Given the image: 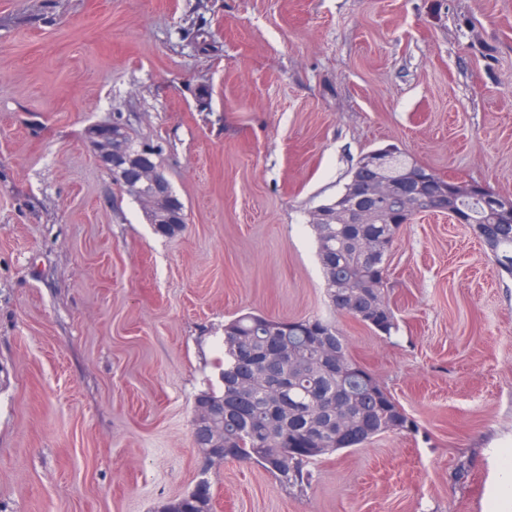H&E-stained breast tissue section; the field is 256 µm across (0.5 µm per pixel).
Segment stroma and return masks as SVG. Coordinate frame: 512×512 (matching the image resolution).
Here are the masks:
<instances>
[{"label": "stroma", "instance_id": "obj_1", "mask_svg": "<svg viewBox=\"0 0 512 512\" xmlns=\"http://www.w3.org/2000/svg\"><path fill=\"white\" fill-rule=\"evenodd\" d=\"M112 119L160 146L182 234L89 147ZM385 147L512 198V0H0V512L190 491L194 401L246 312L334 322L419 430L303 493L224 462L215 512H512V277L426 213L389 257L396 332L325 294L309 214Z\"/></svg>", "mask_w": 512, "mask_h": 512}]
</instances>
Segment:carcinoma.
Here are the masks:
<instances>
[{"mask_svg":"<svg viewBox=\"0 0 512 512\" xmlns=\"http://www.w3.org/2000/svg\"><path fill=\"white\" fill-rule=\"evenodd\" d=\"M146 148L150 159L159 155V147L138 142L128 132L116 143V149L128 157ZM414 169L422 166L402 155L389 165L387 178L404 184ZM111 174L121 194L139 204L156 233L175 237L185 230V206L176 195H171L165 207L156 208L148 205L149 185L130 183L114 170ZM417 193L422 199L418 206L397 199L392 202L396 212L392 226L379 223L377 216L370 224H357L355 209L338 201L319 206L325 222L311 224L331 306H336L337 295L351 292L357 300L354 318L386 336L398 328L385 290L390 253L368 258L355 252L351 241L368 235L379 244L393 243L401 226L426 207L424 199L432 190L423 185ZM446 209L465 219L501 272L512 277V198L493 191L487 198L450 192ZM325 333L347 349L336 326L319 318L287 320L246 313L224 324L222 388L195 398L194 409L210 406L213 410L203 427L192 432L195 448H227L224 460L256 463L282 485L302 492L310 485L309 465L337 450L362 448L385 433V423L399 403L383 386L378 384L371 391L356 374L341 375L331 369L324 358ZM272 347L288 349L291 354L281 362H258ZM338 395L347 398V408L331 403ZM167 505L177 512H214L211 483L202 479Z\"/></svg>","mask_w":512,"mask_h":512,"instance_id":"1","label":"carcinoma"}]
</instances>
